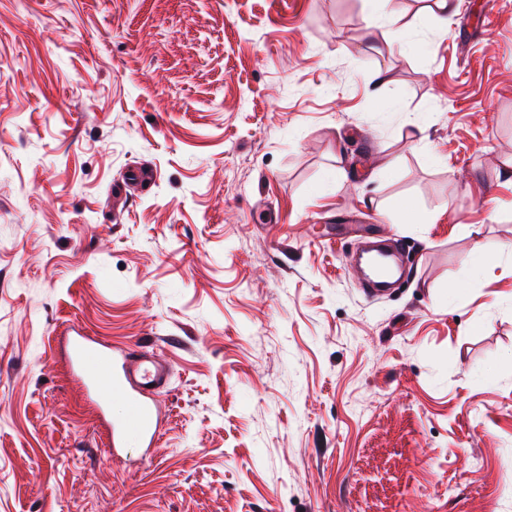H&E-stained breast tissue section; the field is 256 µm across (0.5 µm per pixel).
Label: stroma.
Here are the masks:
<instances>
[{
	"mask_svg": "<svg viewBox=\"0 0 512 512\" xmlns=\"http://www.w3.org/2000/svg\"><path fill=\"white\" fill-rule=\"evenodd\" d=\"M435 11L0 0V512H512V0ZM73 326L170 363L156 446Z\"/></svg>",
	"mask_w": 512,
	"mask_h": 512,
	"instance_id": "obj_1",
	"label": "stroma"
}]
</instances>
